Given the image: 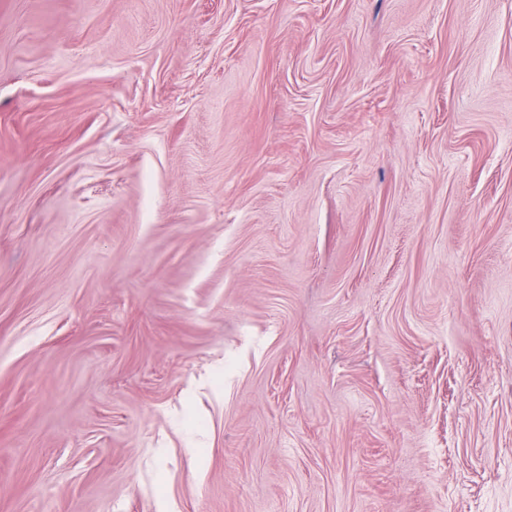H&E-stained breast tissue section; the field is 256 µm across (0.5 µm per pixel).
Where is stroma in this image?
Here are the masks:
<instances>
[{"label": "stroma", "mask_w": 512, "mask_h": 512, "mask_svg": "<svg viewBox=\"0 0 512 512\" xmlns=\"http://www.w3.org/2000/svg\"><path fill=\"white\" fill-rule=\"evenodd\" d=\"M0 512H512V0H0Z\"/></svg>", "instance_id": "obj_1"}]
</instances>
